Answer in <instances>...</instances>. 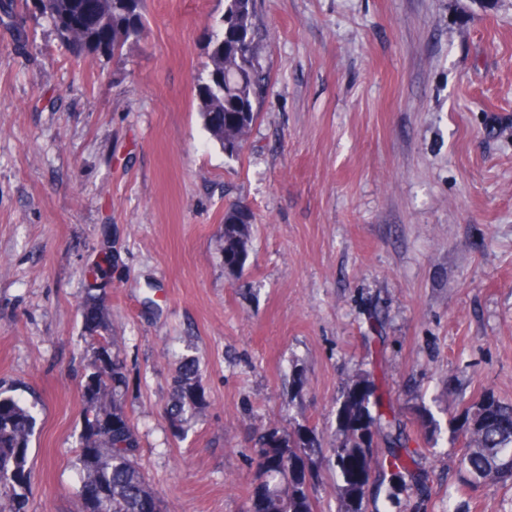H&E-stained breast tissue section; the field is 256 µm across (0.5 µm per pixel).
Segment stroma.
<instances>
[{
    "instance_id": "obj_1",
    "label": "stroma",
    "mask_w": 512,
    "mask_h": 512,
    "mask_svg": "<svg viewBox=\"0 0 512 512\" xmlns=\"http://www.w3.org/2000/svg\"><path fill=\"white\" fill-rule=\"evenodd\" d=\"M121 57L75 58L39 11L0 25V387L35 403L26 512H78L81 305L102 256L140 463L167 512H246L250 435L338 438L385 378L427 491L399 512H512L460 486L451 429L512 402V0H257L270 88L227 157L197 85L224 0H146ZM254 216L242 272L224 212ZM195 360L205 407L167 411Z\"/></svg>"
}]
</instances>
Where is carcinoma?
<instances>
[{
	"label": "carcinoma",
	"mask_w": 512,
	"mask_h": 512,
	"mask_svg": "<svg viewBox=\"0 0 512 512\" xmlns=\"http://www.w3.org/2000/svg\"><path fill=\"white\" fill-rule=\"evenodd\" d=\"M53 21L74 23L69 31L55 32L75 56L108 54L119 57L131 41H139L144 23V0H51V11H41ZM266 32L257 13V0H224V19L210 36L206 80L199 88V112L211 140L224 154L240 155L264 101L269 74L265 64ZM253 216L241 206L224 213V252L243 267L248 258ZM101 290L87 289L82 309L96 314V323L84 330L90 355L85 378L97 388L82 391L86 406L83 442L94 453L79 452L83 477L78 490L80 512H144L152 501L164 512L160 498L150 488L138 462L140 445L124 410L129 390L127 369L108 334ZM198 370L186 362L173 381L171 410L177 415L197 413L204 405ZM342 438L331 448L329 466L336 472L338 512H365L373 473L389 474L387 501L394 505L398 492L412 483L427 487L429 476L421 467L420 450L411 447L386 384L369 375L356 380L338 398ZM512 421V404L491 394L467 407L461 430L463 446L457 460L463 486L493 479L512 487V431L499 428ZM34 416L32 407L0 388V506L7 512H25L30 491L28 451ZM386 444L382 458L371 454L373 436ZM253 460L259 484L246 512H317L313 500L314 465L322 443L312 430L286 432L268 427L252 437Z\"/></svg>",
	"instance_id": "1"
}]
</instances>
